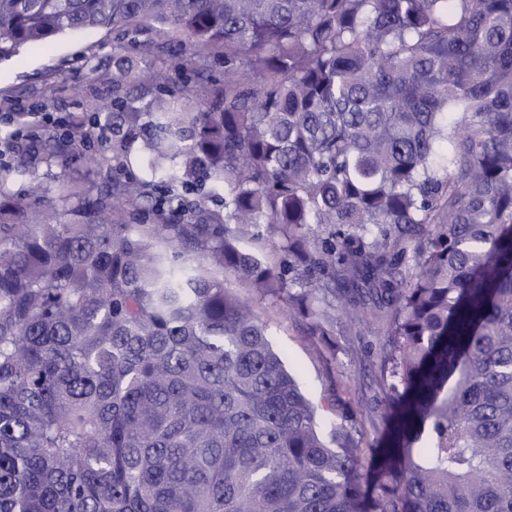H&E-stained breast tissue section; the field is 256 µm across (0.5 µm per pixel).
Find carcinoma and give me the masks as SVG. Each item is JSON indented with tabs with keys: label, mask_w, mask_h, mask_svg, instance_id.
Returning <instances> with one entry per match:
<instances>
[{
	"label": "carcinoma",
	"mask_w": 512,
	"mask_h": 512,
	"mask_svg": "<svg viewBox=\"0 0 512 512\" xmlns=\"http://www.w3.org/2000/svg\"><path fill=\"white\" fill-rule=\"evenodd\" d=\"M87 29L224 84L117 44L38 139L104 184L0 164V512H512V0H0V63ZM226 273L383 325L370 472ZM129 66L136 72L142 71H162L168 76V82H181L183 73L178 68V62L168 54H164L158 59L143 60L139 53L130 45L125 47ZM34 146L35 152L32 162L28 170L15 177V180L11 186L13 191H19L28 186L32 181H42L47 185H53L54 180L57 176L67 177L69 175L79 177L81 180L90 186L99 185L102 182V178L107 170L105 165L103 168H99L93 165H87L80 161L77 163H71L67 167H61L59 165L48 166L41 160V154L38 152L37 145L34 141L31 142Z\"/></svg>",
	"instance_id": "carcinoma-1"
}]
</instances>
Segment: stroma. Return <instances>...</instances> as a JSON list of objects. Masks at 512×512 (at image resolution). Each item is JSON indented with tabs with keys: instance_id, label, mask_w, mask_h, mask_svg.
<instances>
[{
	"instance_id": "stroma-1",
	"label": "stroma",
	"mask_w": 512,
	"mask_h": 512,
	"mask_svg": "<svg viewBox=\"0 0 512 512\" xmlns=\"http://www.w3.org/2000/svg\"><path fill=\"white\" fill-rule=\"evenodd\" d=\"M112 46L111 33L91 29L63 35L46 47H28L1 63L0 130L37 126L46 116L57 122L69 113L88 111L94 101L111 98ZM104 174V169L81 161L50 166L36 156L12 188L24 189L35 180L50 185L69 175L91 186L100 184ZM224 284L253 304L306 396L327 406L323 432L352 415L356 445L364 451L374 446L385 430L379 388L384 338L378 324L337 322L336 346L330 349L320 339L302 335L280 299L255 295L230 276Z\"/></svg>"
}]
</instances>
